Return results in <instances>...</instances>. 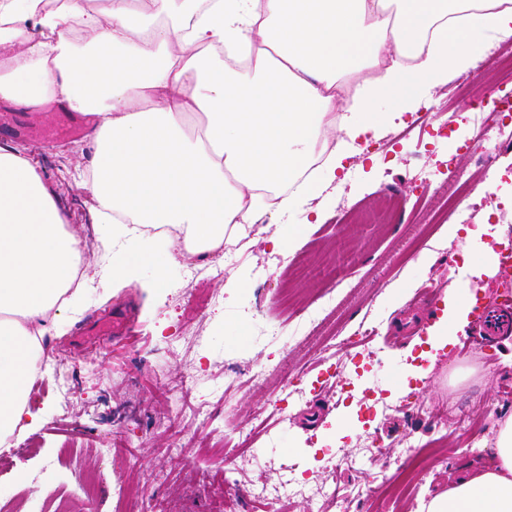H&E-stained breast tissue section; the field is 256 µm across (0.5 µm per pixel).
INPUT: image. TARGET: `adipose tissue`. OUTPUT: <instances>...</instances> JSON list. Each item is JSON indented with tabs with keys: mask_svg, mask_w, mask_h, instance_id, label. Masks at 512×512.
I'll return each instance as SVG.
<instances>
[{
	"mask_svg": "<svg viewBox=\"0 0 512 512\" xmlns=\"http://www.w3.org/2000/svg\"><path fill=\"white\" fill-rule=\"evenodd\" d=\"M74 20L91 43L79 56ZM510 37L504 0H112L103 12L86 0H0V101L96 116L84 187L125 242L112 262L117 290L167 245L141 225L183 231L192 254L234 242L261 215L317 193L302 172L319 142L344 134L325 160L332 176L350 142L377 137L372 101L414 103L415 85L447 82L486 43ZM348 75L359 88L345 109ZM68 224L31 158L0 147V443L44 421L27 392L46 320L79 306L68 283L83 241ZM474 302L460 289L449 297L433 348L467 325ZM425 512H512V418L490 463Z\"/></svg>",
	"mask_w": 512,
	"mask_h": 512,
	"instance_id": "1",
	"label": "adipose tissue"
}]
</instances>
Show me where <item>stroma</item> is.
Instances as JSON below:
<instances>
[{
	"label": "stroma",
	"instance_id": "obj_1",
	"mask_svg": "<svg viewBox=\"0 0 512 512\" xmlns=\"http://www.w3.org/2000/svg\"><path fill=\"white\" fill-rule=\"evenodd\" d=\"M445 90L418 87L423 104L443 106L430 113L428 133L400 139L415 118L408 112L357 144L317 199L319 222L292 211L211 253L153 255L139 281L114 294L121 244L79 186L95 156L90 133L54 143L45 133L60 110L1 104L0 147L30 153L54 185L85 243V286L81 312L46 335L50 377L28 397L45 422L24 434L32 451L0 466V507L128 512L115 489L130 479L147 491L139 512H419L461 467L489 461L499 425L512 417L502 406L512 397L502 339L483 342L469 323L420 379L422 346L409 333L426 317L416 304L423 290L467 288L496 304L506 281L476 276L463 236L437 221L434 192L452 159L464 179L494 186L466 201L484 242L512 240V150L482 170L466 150L469 97L448 102ZM283 224L298 232L280 250L271 238ZM160 269L165 286L148 294ZM357 332L367 338L363 355L332 349L333 335ZM63 373L77 382L68 394L57 387ZM464 412L473 419L462 428ZM410 442L433 448V463L412 473L408 506L377 505L369 487L394 475ZM356 445L368 447L366 460L339 464L342 449ZM289 475L305 494L257 498ZM90 477L88 499L78 486Z\"/></svg>",
	"mask_w": 512,
	"mask_h": 512
}]
</instances>
